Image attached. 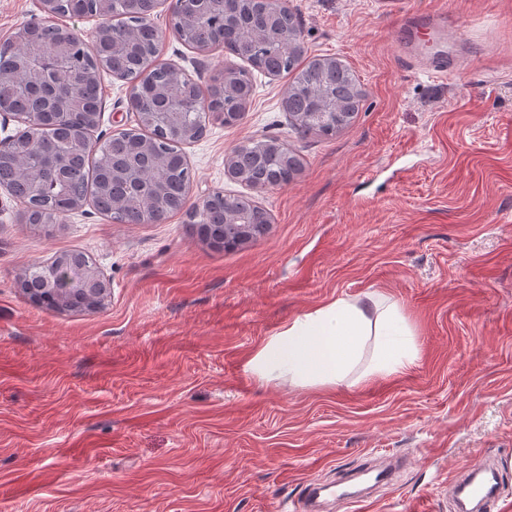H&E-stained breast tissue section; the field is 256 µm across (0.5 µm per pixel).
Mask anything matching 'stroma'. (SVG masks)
<instances>
[{"label": "stroma", "mask_w": 512, "mask_h": 512, "mask_svg": "<svg viewBox=\"0 0 512 512\" xmlns=\"http://www.w3.org/2000/svg\"><path fill=\"white\" fill-rule=\"evenodd\" d=\"M307 57L347 64L365 94L335 136L301 134L286 77L261 74L244 118L183 151L189 202L247 195L270 214L231 251L185 212L118 224L94 204L50 226L0 188V512H283L307 483L354 491L365 462L405 464L373 499L324 512H453L448 482L499 466L512 512V0H288ZM451 11L444 80L401 68L400 23ZM162 62L201 87L242 61L185 44L157 10ZM95 137L135 126L105 73ZM278 137L303 164L276 190L233 178L236 147ZM78 251L110 286L96 311L35 303L21 278ZM397 302L419 347L402 374L300 388L247 369L295 317L335 298Z\"/></svg>", "instance_id": "stroma-1"}]
</instances>
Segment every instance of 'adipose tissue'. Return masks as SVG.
<instances>
[{
  "label": "adipose tissue",
  "instance_id": "1",
  "mask_svg": "<svg viewBox=\"0 0 512 512\" xmlns=\"http://www.w3.org/2000/svg\"><path fill=\"white\" fill-rule=\"evenodd\" d=\"M418 358L415 334L399 305L373 293L365 304L337 298L294 318L267 339L248 367L265 380L311 388L400 374Z\"/></svg>",
  "mask_w": 512,
  "mask_h": 512
}]
</instances>
